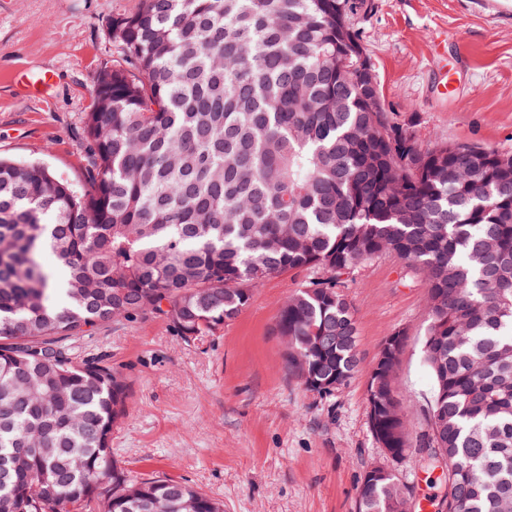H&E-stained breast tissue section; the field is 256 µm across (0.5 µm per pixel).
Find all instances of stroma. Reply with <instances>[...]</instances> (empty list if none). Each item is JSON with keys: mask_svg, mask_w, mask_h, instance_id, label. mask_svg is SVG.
Masks as SVG:
<instances>
[{"mask_svg": "<svg viewBox=\"0 0 512 512\" xmlns=\"http://www.w3.org/2000/svg\"><path fill=\"white\" fill-rule=\"evenodd\" d=\"M136 2L0 0V156L41 162L83 188L79 133L92 78L112 59L113 14ZM355 23L385 110L413 123L424 145L512 151V0H374ZM308 278L291 272L256 284L235 321L193 341L156 314L73 341L76 360L105 359L129 385L127 414L112 432L129 475L188 483L224 512H356L360 482L380 464L414 497H440L439 472L384 454L367 400L382 345L402 332L398 389L412 436L427 428L423 275L383 255L348 281L360 363L328 396L289 372L274 329Z\"/></svg>", "mask_w": 512, "mask_h": 512, "instance_id": "stroma-1", "label": "stroma"}]
</instances>
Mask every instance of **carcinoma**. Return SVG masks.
I'll list each match as a JSON object with an SVG mask.
<instances>
[{
    "label": "carcinoma",
    "instance_id": "cac0c4a2",
    "mask_svg": "<svg viewBox=\"0 0 512 512\" xmlns=\"http://www.w3.org/2000/svg\"><path fill=\"white\" fill-rule=\"evenodd\" d=\"M357 0H138L112 15L93 77L85 187L0 157V499L7 512H224L112 454L129 386L71 341L166 317L195 340L252 287L310 270L283 306L303 385L357 364L349 277L383 254L423 273L428 430H410L392 363L367 388L375 437L439 471L436 512H512V151L423 144L357 79ZM50 251L55 263L43 261ZM39 444L19 459L17 449ZM382 466L357 512H403Z\"/></svg>",
    "mask_w": 512,
    "mask_h": 512
}]
</instances>
